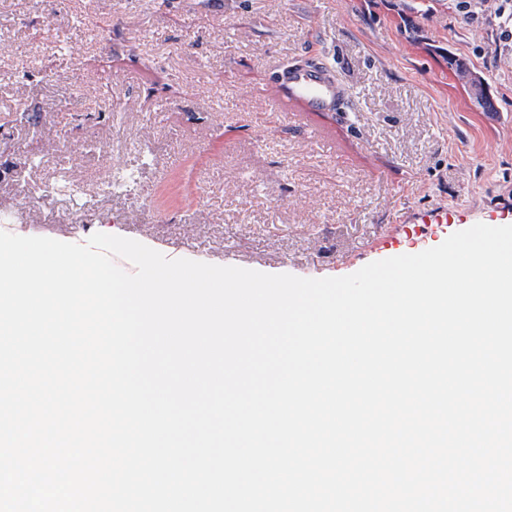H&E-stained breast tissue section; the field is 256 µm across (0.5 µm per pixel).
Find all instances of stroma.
<instances>
[{
    "label": "stroma",
    "instance_id": "35a3bbf8",
    "mask_svg": "<svg viewBox=\"0 0 512 512\" xmlns=\"http://www.w3.org/2000/svg\"><path fill=\"white\" fill-rule=\"evenodd\" d=\"M502 5L468 16L457 0H0L5 230L78 244L119 234L170 259L324 278L477 223L512 225ZM306 58L335 67L346 118L273 112V72ZM134 135L155 156L127 152ZM90 139L97 159H79ZM63 167L86 189L84 223L61 194L19 205ZM131 169L134 190L97 194Z\"/></svg>",
    "mask_w": 512,
    "mask_h": 512
}]
</instances>
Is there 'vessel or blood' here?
<instances>
[{
    "instance_id": "obj_1",
    "label": "vessel or blood",
    "mask_w": 512,
    "mask_h": 512,
    "mask_svg": "<svg viewBox=\"0 0 512 512\" xmlns=\"http://www.w3.org/2000/svg\"><path fill=\"white\" fill-rule=\"evenodd\" d=\"M278 110L319 112L334 115L342 111L348 95L334 70L319 61L283 65L270 88Z\"/></svg>"
}]
</instances>
